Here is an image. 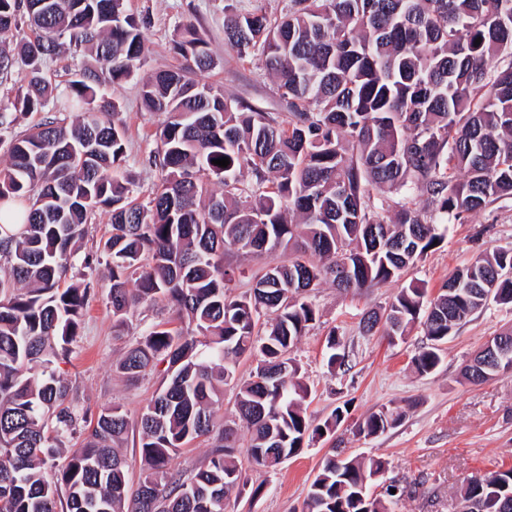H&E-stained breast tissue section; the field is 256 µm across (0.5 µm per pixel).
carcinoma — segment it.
Returning a JSON list of instances; mask_svg holds the SVG:
<instances>
[{
	"instance_id": "carcinoma-1",
	"label": "carcinoma",
	"mask_w": 512,
	"mask_h": 512,
	"mask_svg": "<svg viewBox=\"0 0 512 512\" xmlns=\"http://www.w3.org/2000/svg\"><path fill=\"white\" fill-rule=\"evenodd\" d=\"M225 10L227 45L240 57H262L288 119L186 78L215 60L195 29L178 30L183 67L141 85L144 108L167 114L149 157L162 177L143 205L122 173L125 133L113 120L120 105L101 88L143 66L146 20L126 0H0V33L24 16L39 31L18 44L28 80L15 109L51 103L76 113L70 123L48 121L11 138L9 165L0 169V205L22 201L18 223L0 224V512H226L242 476L240 437L216 423L215 407L234 380V359L257 358L239 386L238 419L251 461L274 470L341 419L337 411L324 427L312 425L301 371L288 358L316 320L307 294L326 282L348 293L397 281L444 238L448 222L512 197V0H289L274 21L260 9ZM63 48L93 51L106 68L55 98L43 66ZM222 157L227 167L212 164ZM415 194L428 209L409 206ZM97 210L111 216L103 252L113 326L143 304L165 301L172 310L117 365L130 382L164 366L135 423L147 474L133 493L118 452L127 415L112 406L88 416L54 368L93 290L88 281L61 283L76 260L86 268L99 261L74 249ZM232 250H279L287 259L233 295L224 265ZM511 270V249L480 255L432 298L418 285L401 288L383 312L364 314L360 328L402 336L424 318L428 343L413 367L431 373L440 345L485 306L487 292L512 304ZM185 317L194 329L170 328ZM404 416L383 406L356 433L379 435ZM81 422L80 446L48 473L54 443ZM201 437L212 440L206 466L171 469L173 456ZM385 468L379 458L326 457L308 512H388L392 484L359 498V487ZM460 497L473 512H512V468L468 478Z\"/></svg>"
}]
</instances>
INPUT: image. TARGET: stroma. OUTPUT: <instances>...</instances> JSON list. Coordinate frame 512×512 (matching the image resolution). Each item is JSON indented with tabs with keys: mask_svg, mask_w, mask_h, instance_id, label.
I'll return each mask as SVG.
<instances>
[{
	"mask_svg": "<svg viewBox=\"0 0 512 512\" xmlns=\"http://www.w3.org/2000/svg\"><path fill=\"white\" fill-rule=\"evenodd\" d=\"M244 12L261 9L270 18L283 16L288 0H127L131 13L146 17V72L178 67L182 59L172 47L177 29L193 26L206 41L217 66L191 73L196 83L220 89L226 97L266 112L287 115L274 79L258 58H243L224 38L227 4ZM36 31L20 22L16 31L0 33V51L13 55L12 67L0 76V168L9 163L6 143L26 129L56 118L52 108L21 113L14 107L15 90L27 81L28 68L18 58L19 37L34 38ZM94 57L63 53L49 60L43 76L56 90H65L82 73L99 70ZM119 103L126 128L127 163L138 203H146L160 171L148 161L157 148L156 133L166 121L161 112L146 111L140 80L133 77L106 89ZM512 249V198L449 224L444 240L401 276L399 282L381 284L357 293H345L329 284L309 295L317 310L314 324L300 336L290 357L301 368L308 397L306 412L323 423L338 407L346 413L334 434L304 442L298 453L277 470H267L238 453L237 464L245 488L231 494L228 512H303L311 482L323 458L331 451L387 461L380 483L404 487L402 496L389 500L390 512H458L459 492L467 477L512 467V370L472 384L464 378L469 360L494 336L512 327V306L489 302L458 326L442 344L438 368L415 372L412 360L427 340L421 326L393 339L377 332L366 335L359 320L368 311H383L399 287L417 282L436 295L448 277L478 255ZM76 279L93 282L78 336L69 354L56 364V372L73 386L82 407L90 413L118 405L129 420H137L155 395L160 376L150 373L128 382L116 370L128 347L143 339L150 325L170 318L166 303L143 305L130 314L124 329L113 326L108 299L109 267L74 266ZM336 333L345 362L327 366V338ZM388 405L406 412L402 422L370 437L356 434L355 425Z\"/></svg>",
	"mask_w": 512,
	"mask_h": 512,
	"instance_id": "stroma-1",
	"label": "stroma"
}]
</instances>
